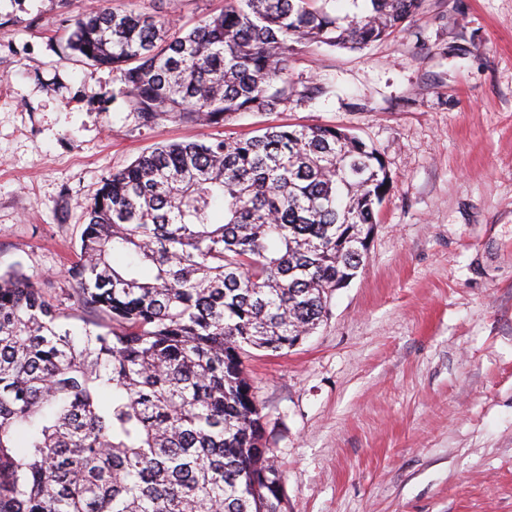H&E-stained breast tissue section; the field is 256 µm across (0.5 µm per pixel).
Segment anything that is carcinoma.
<instances>
[{
  "mask_svg": "<svg viewBox=\"0 0 512 512\" xmlns=\"http://www.w3.org/2000/svg\"><path fill=\"white\" fill-rule=\"evenodd\" d=\"M333 2L229 0L191 28L97 5L68 46L143 125L217 126L321 94L292 81L296 46L361 50L421 5ZM390 189L376 149L326 126L160 144L113 172L66 271L75 312L0 274V512H284L243 358L320 325Z\"/></svg>",
  "mask_w": 512,
  "mask_h": 512,
  "instance_id": "1",
  "label": "carcinoma"
}]
</instances>
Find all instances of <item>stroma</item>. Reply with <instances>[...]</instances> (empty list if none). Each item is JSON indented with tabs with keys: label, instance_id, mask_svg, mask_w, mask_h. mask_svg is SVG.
<instances>
[{
	"label": "stroma",
	"instance_id": "stroma-1",
	"mask_svg": "<svg viewBox=\"0 0 512 512\" xmlns=\"http://www.w3.org/2000/svg\"><path fill=\"white\" fill-rule=\"evenodd\" d=\"M177 24L224 0H0V274L67 297L105 179L159 143L334 126L392 189L364 269L292 350L244 365L287 512H512V0H422L361 51L302 47L323 92L208 129L140 126L110 69L66 47L92 5Z\"/></svg>",
	"mask_w": 512,
	"mask_h": 512
}]
</instances>
